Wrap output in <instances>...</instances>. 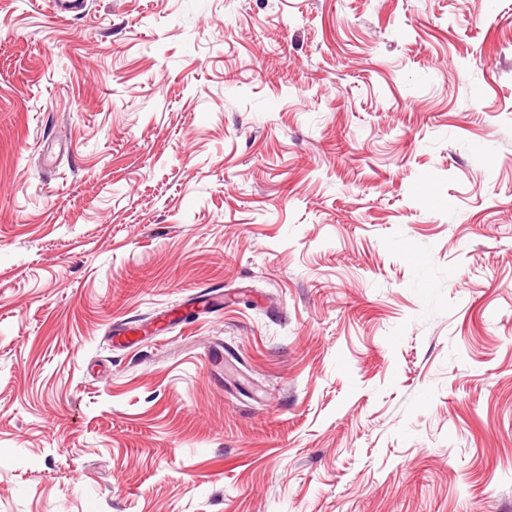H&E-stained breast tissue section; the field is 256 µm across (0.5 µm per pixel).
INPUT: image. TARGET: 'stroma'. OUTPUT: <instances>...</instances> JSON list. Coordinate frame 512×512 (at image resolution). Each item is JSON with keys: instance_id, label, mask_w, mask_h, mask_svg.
Masks as SVG:
<instances>
[{"instance_id": "stroma-1", "label": "stroma", "mask_w": 512, "mask_h": 512, "mask_svg": "<svg viewBox=\"0 0 512 512\" xmlns=\"http://www.w3.org/2000/svg\"><path fill=\"white\" fill-rule=\"evenodd\" d=\"M0 512H512V0H0Z\"/></svg>"}]
</instances>
